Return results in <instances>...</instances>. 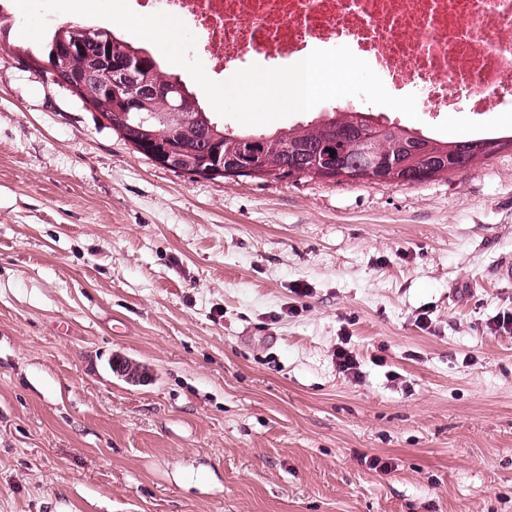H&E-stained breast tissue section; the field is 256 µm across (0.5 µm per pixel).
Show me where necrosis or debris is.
I'll return each mask as SVG.
<instances>
[{"instance_id":"1","label":"necrosis or debris","mask_w":512,"mask_h":512,"mask_svg":"<svg viewBox=\"0 0 512 512\" xmlns=\"http://www.w3.org/2000/svg\"><path fill=\"white\" fill-rule=\"evenodd\" d=\"M192 28L214 72L256 53L294 64L351 40L396 89L437 112L512 100V0H131Z\"/></svg>"}]
</instances>
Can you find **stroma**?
Returning a JSON list of instances; mask_svg holds the SVG:
<instances>
[{
	"mask_svg": "<svg viewBox=\"0 0 512 512\" xmlns=\"http://www.w3.org/2000/svg\"><path fill=\"white\" fill-rule=\"evenodd\" d=\"M11 16L0 512H512V151L414 184L191 176L34 72ZM335 107L512 133V102ZM129 363V366H127ZM131 360L116 358L113 363V369L128 383L144 382L148 378L147 370L138 363L132 364Z\"/></svg>",
	"mask_w": 512,
	"mask_h": 512,
	"instance_id": "obj_1",
	"label": "stroma"
}]
</instances>
